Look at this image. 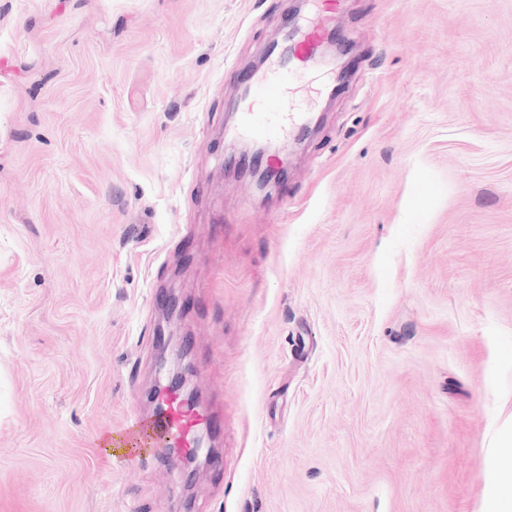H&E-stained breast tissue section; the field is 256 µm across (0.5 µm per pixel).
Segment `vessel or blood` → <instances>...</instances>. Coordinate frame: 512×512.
<instances>
[{"instance_id": "vessel-or-blood-1", "label": "vessel or blood", "mask_w": 512, "mask_h": 512, "mask_svg": "<svg viewBox=\"0 0 512 512\" xmlns=\"http://www.w3.org/2000/svg\"><path fill=\"white\" fill-rule=\"evenodd\" d=\"M309 4L308 16L286 27L281 41L270 49L266 66L245 75L234 135L285 141L301 130L303 116L285 78L293 76L302 85L318 71L316 49L334 32L342 0H309ZM155 400V411L136 416L127 429L126 440L134 447L176 448L189 453L194 451L201 429L215 433L224 429L223 416L191 405L174 388L158 389Z\"/></svg>"}]
</instances>
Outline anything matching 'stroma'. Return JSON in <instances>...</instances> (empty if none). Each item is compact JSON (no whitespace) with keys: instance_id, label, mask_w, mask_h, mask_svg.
<instances>
[{"instance_id":"stroma-1","label":"stroma","mask_w":512,"mask_h":512,"mask_svg":"<svg viewBox=\"0 0 512 512\" xmlns=\"http://www.w3.org/2000/svg\"><path fill=\"white\" fill-rule=\"evenodd\" d=\"M300 0H0V512H483L512 429V0H345L289 178L224 168ZM206 470L106 449L158 297Z\"/></svg>"}]
</instances>
